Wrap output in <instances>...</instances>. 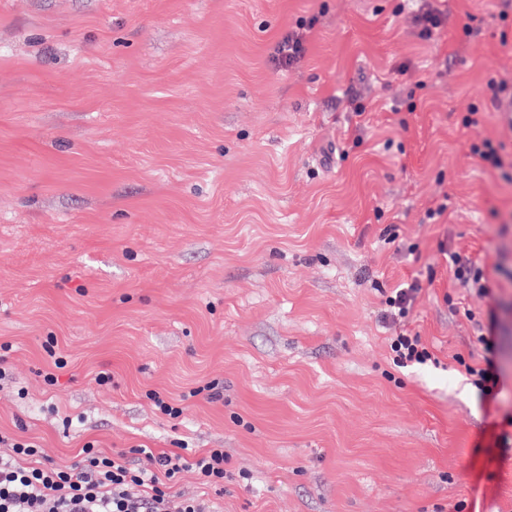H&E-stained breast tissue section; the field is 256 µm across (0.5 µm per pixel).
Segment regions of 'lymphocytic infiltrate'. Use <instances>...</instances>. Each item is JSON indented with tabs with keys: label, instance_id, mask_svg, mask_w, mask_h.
Listing matches in <instances>:
<instances>
[{
	"label": "lymphocytic infiltrate",
	"instance_id": "lymphocytic-infiltrate-1",
	"mask_svg": "<svg viewBox=\"0 0 512 512\" xmlns=\"http://www.w3.org/2000/svg\"><path fill=\"white\" fill-rule=\"evenodd\" d=\"M455 281L477 299L492 288L483 267L458 252L448 255ZM31 442L14 443L10 457H0V512H212L198 498L175 500L171 485L185 471L206 485L225 477L224 451L213 448L188 460L178 454L146 453V466H129L124 455L108 457L86 445L83 458L68 468L42 463Z\"/></svg>",
	"mask_w": 512,
	"mask_h": 512
}]
</instances>
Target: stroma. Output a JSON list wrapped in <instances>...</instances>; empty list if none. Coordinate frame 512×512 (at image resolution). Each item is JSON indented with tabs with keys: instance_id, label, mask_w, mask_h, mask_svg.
<instances>
[{
	"instance_id": "1",
	"label": "stroma",
	"mask_w": 512,
	"mask_h": 512,
	"mask_svg": "<svg viewBox=\"0 0 512 512\" xmlns=\"http://www.w3.org/2000/svg\"><path fill=\"white\" fill-rule=\"evenodd\" d=\"M421 6L0 0V436L57 467L89 442L134 464L223 449V494L173 487L218 512H512V183L470 152L512 153L487 87L512 89V0H437L428 39ZM492 311L485 399L466 368ZM401 333L433 363L394 365ZM306 51L304 38L295 33L288 32L277 43L272 61L280 68H288L300 60ZM448 266L453 273L455 281L479 300L489 298L492 287L483 267L468 256L459 252L448 253ZM418 288L419 284L416 282L407 284V287L404 288H395L393 295L386 299V304L389 307L387 316L393 320L406 318Z\"/></svg>"
}]
</instances>
